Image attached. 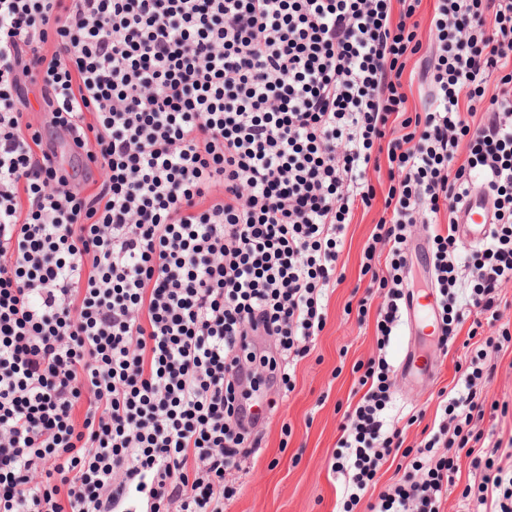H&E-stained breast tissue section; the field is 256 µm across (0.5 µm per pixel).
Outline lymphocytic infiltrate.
Here are the masks:
<instances>
[{"instance_id":"obj_1","label":"lymphocytic infiltrate","mask_w":512,"mask_h":512,"mask_svg":"<svg viewBox=\"0 0 512 512\" xmlns=\"http://www.w3.org/2000/svg\"><path fill=\"white\" fill-rule=\"evenodd\" d=\"M421 3L0 0V512H117L136 486L149 512H224L255 424L242 383L294 389L249 339L307 354L372 170L389 188L357 315L375 311L378 342L333 453L341 512L402 446L386 349L417 224L440 349L484 342L367 509L440 512L481 444L478 502L512 512V473L475 427L499 409L481 397L487 353L512 343L485 333L512 281V0H434L427 58ZM475 190L494 222L466 250L440 215Z\"/></svg>"}]
</instances>
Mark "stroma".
<instances>
[{
	"label": "stroma",
	"instance_id": "1",
	"mask_svg": "<svg viewBox=\"0 0 512 512\" xmlns=\"http://www.w3.org/2000/svg\"><path fill=\"white\" fill-rule=\"evenodd\" d=\"M381 214V204H374L368 211H357L346 228L336 282L324 299L326 326L294 366V391L283 396L263 385L252 394V403L266 414L251 432L252 454L227 471V480L237 490L227 512H336L339 484L331 469L332 451L348 406L356 401L352 368L377 351L373 320L358 322L345 306L354 289H366L369 283L360 274L362 249ZM410 350L432 353V376L401 372ZM459 357V350L439 352L435 340L411 336L405 326L393 336L388 360L396 370L398 388L392 413L407 423L405 447H416L423 427L433 423L439 391L451 390L459 377ZM488 359L497 370L484 383L483 394L487 401L505 404L507 411L485 417L480 427L506 440L512 438V352L492 353ZM286 426L291 429L287 435L282 432Z\"/></svg>",
	"mask_w": 512,
	"mask_h": 512
}]
</instances>
